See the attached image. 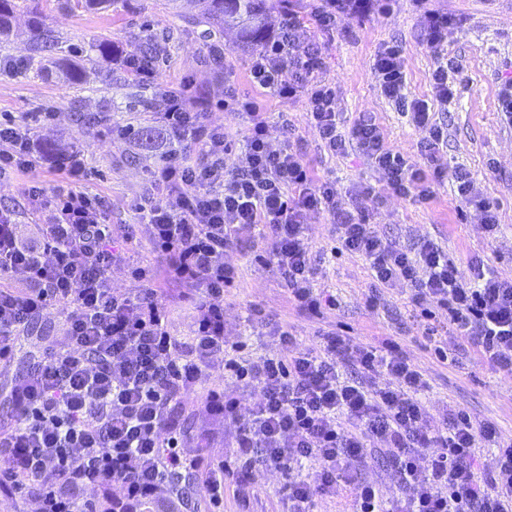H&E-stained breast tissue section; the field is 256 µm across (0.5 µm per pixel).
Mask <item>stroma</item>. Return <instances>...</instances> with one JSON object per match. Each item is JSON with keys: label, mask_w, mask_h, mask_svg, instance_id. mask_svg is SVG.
<instances>
[{"label": "stroma", "mask_w": 512, "mask_h": 512, "mask_svg": "<svg viewBox=\"0 0 512 512\" xmlns=\"http://www.w3.org/2000/svg\"><path fill=\"white\" fill-rule=\"evenodd\" d=\"M301 16L299 36L321 45L326 60L324 75L337 90V110L345 123L362 112L375 116L387 146L409 162L422 159L424 130L411 125L377 85L372 65L386 46L399 45L405 64L407 98L431 101L437 122L446 125L448 140L441 152L447 168L467 169L483 198L498 207L500 222L496 237L485 234L479 211L461 203L451 181L436 185L433 199L416 205L393 196L370 161L357 151L331 157L310 128L303 99L282 100L269 93H257L248 80L252 49L236 44L232 32L220 40L222 59H213L210 42L200 31L189 30L181 17L170 13L163 0H121L114 12L101 15L71 8L67 0H39L36 12L19 11L17 35L0 38V58L30 59L33 54L31 24L53 30L61 54L93 58L91 89L78 90L57 75L37 77L27 71H0V113H9L15 123L28 122L34 112H56L53 124L35 128L34 137L50 154L84 150L95 171L89 183L92 193L108 207L115 240L134 238L133 259L154 262L149 230L130 210L133 200L146 189L147 155L128 137L109 134V127L148 121L145 112H128L121 103L135 86L132 77L119 66V59L140 55L146 41L162 39L166 50L154 67L153 91L165 94L178 87L182 78L193 79L197 88L222 98L225 85L239 94L259 97L269 114L268 138L273 145L291 144L301 153L314 174L335 182L345 207H352L361 186L372 185L378 195L368 212L370 223L380 233L410 246L420 238L435 239L461 271L471 262L501 277H512V125L498 110L497 95L502 83L512 78V0H391L386 13L363 18L341 17L334 32L321 31L313 20L306 0H295ZM434 10L456 16L440 45L427 43L422 32L424 11ZM112 42L115 59L97 56L95 46ZM448 63L457 93L452 102H436L432 73ZM102 116L100 127L88 128L77 120L78 113ZM64 176L50 165L27 173H16L0 181V208L16 210L20 223H30L22 194L24 184L36 182L46 190L62 184ZM312 241L315 287L336 297L335 308L311 316L297 310L275 266L253 262L262 239H243L224 259L235 266L238 277L224 295V328L229 340L246 339L249 354L258 356L279 350L277 337L265 327L252 326L253 309H263L268 318L287 324L298 342L315 345L319 331H344L353 344L379 346L392 340L399 344L408 361L425 375L426 388L420 398L430 423H442L447 406L467 410L476 421L494 424L512 435V377L484 366L475 347L460 345L455 336L441 331L438 342H430L412 317L410 283L376 286L365 261L358 256H332V226L325 216L308 219ZM377 295L376 308H368L369 295ZM58 314L49 311L29 329L28 340L10 367L0 370V389L8 377L25 373L32 362L31 344L42 348L61 345L64 338L57 327ZM448 352L440 362L436 345ZM253 491L224 487V502L214 505L202 483H194V504L188 512H285L280 489L281 473L255 467Z\"/></svg>", "instance_id": "35a3bbf8"}]
</instances>
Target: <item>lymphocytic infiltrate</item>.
I'll return each mask as SVG.
<instances>
[{
    "instance_id": "obj_1",
    "label": "lymphocytic infiltrate",
    "mask_w": 512,
    "mask_h": 512,
    "mask_svg": "<svg viewBox=\"0 0 512 512\" xmlns=\"http://www.w3.org/2000/svg\"><path fill=\"white\" fill-rule=\"evenodd\" d=\"M389 0H312L311 14L325 32L337 19L384 12ZM297 11L284 15L278 30L251 60L249 80L280 99L306 101L311 128L328 155L357 149L381 175L393 195L425 203L434 186L451 179L462 201L475 205L487 234L499 228L497 207L481 198L469 172L439 162L448 134L426 101L403 94L406 72L400 46H386L372 72L384 96L428 136L424 168H416L386 146L375 117L360 113L342 128L336 88L324 77L321 46L301 41ZM224 107L250 122L246 145L234 153L223 127L209 123L213 103L185 80L180 92L163 95L151 114L166 140L159 160L147 169V193L132 203L150 226L156 264L132 260L116 246L100 197L88 192L92 177L81 152L49 155L34 128L53 120L34 112L19 126L0 120V179L44 164L66 176L46 191L31 184L23 195L36 224L23 227L12 209L0 210V363L14 357L15 341L48 309H56L64 346L44 353L7 399L13 425L0 428V495L35 493L38 512H86L85 491L112 484V512H134L137 504L162 496L182 507L175 477L200 472L212 500L224 497L225 482L249 483L254 467L282 472L287 512H313L317 498L337 488L350 493L351 512H512V436L479 423L460 407L442 425L430 423L417 397L426 388L421 370L396 342L361 347L337 332H324L312 347H299L284 324L272 331L287 354L244 356V341L224 334V292L237 272L224 255L244 234L267 239L257 263L276 264L288 299L314 316L336 304L315 288L311 277L309 214L328 217L337 253L365 259L383 286L411 284V303L427 320L444 310L461 341L478 347L482 361L512 375V278L460 268L433 239L405 248L368 224L362 203L346 210L333 182L315 177L290 146L273 147L257 99L224 90ZM201 143L193 161L171 151L173 143ZM237 154L226 170L224 158ZM127 268L137 292L113 289V267ZM23 285H15V274ZM179 287L188 309L189 334L178 341L168 330L165 285ZM220 368L233 387L216 385L199 393L201 376ZM385 370L387 386L372 376ZM254 388L245 399L244 388ZM203 396L207 412L234 422L233 462L205 464L189 449L178 410ZM494 451L492 467L479 468V451ZM389 460L400 495L389 496L379 481L359 479L354 467L369 456Z\"/></svg>"
}]
</instances>
